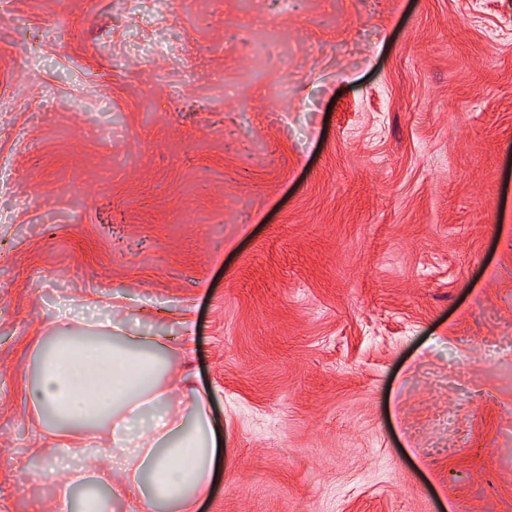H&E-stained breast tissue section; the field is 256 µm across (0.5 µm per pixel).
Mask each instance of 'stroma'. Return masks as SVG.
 Here are the masks:
<instances>
[{
	"instance_id": "1",
	"label": "stroma",
	"mask_w": 512,
	"mask_h": 512,
	"mask_svg": "<svg viewBox=\"0 0 512 512\" xmlns=\"http://www.w3.org/2000/svg\"><path fill=\"white\" fill-rule=\"evenodd\" d=\"M192 321L202 512H512V0H10L0 499L57 309Z\"/></svg>"
}]
</instances>
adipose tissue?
<instances>
[{
  "instance_id": "1",
  "label": "adipose tissue",
  "mask_w": 512,
  "mask_h": 512,
  "mask_svg": "<svg viewBox=\"0 0 512 512\" xmlns=\"http://www.w3.org/2000/svg\"><path fill=\"white\" fill-rule=\"evenodd\" d=\"M48 334L28 388L37 445L75 432L96 444L43 512H112L129 493L152 512H195L221 447L206 394L168 363V335L129 330L118 306L79 332L58 315Z\"/></svg>"
}]
</instances>
